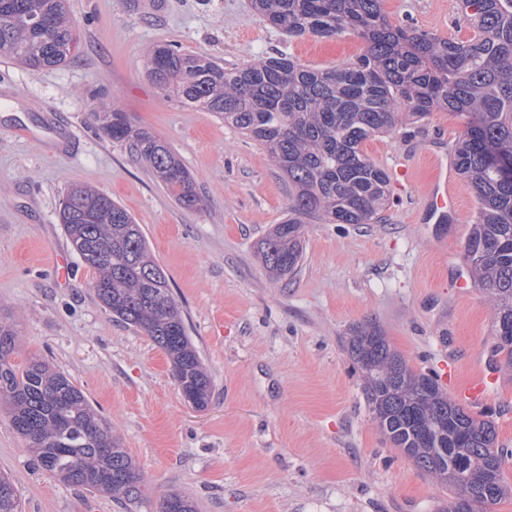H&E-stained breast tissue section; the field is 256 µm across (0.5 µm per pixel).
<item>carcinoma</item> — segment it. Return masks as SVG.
I'll return each mask as SVG.
<instances>
[{
  "mask_svg": "<svg viewBox=\"0 0 512 512\" xmlns=\"http://www.w3.org/2000/svg\"><path fill=\"white\" fill-rule=\"evenodd\" d=\"M67 0H0V53L31 68L64 64L78 48ZM272 26L292 37L356 34L362 53L313 68L285 54L226 68L176 47L155 45L146 73L169 98L211 112L263 144L288 177V219L259 242L269 275H294L303 258L304 221L374 224L390 177L364 153L370 138L395 131L400 115L436 111L467 118L454 147L457 171L477 203L463 258L494 306L495 353L512 368V0H460L473 30L465 39L392 24L383 0H254ZM102 128L126 142L185 209L201 203L194 179L167 143L133 128L104 106ZM61 224L82 262L96 272L95 295L112 316L140 329L165 353L182 395L206 408L212 386L169 281L151 258L131 214L108 195L72 188ZM16 330L0 322V402L40 469L60 481L112 494L127 512L150 502L144 472L112 438L110 424L83 392L49 363L17 365ZM349 359L383 435L436 483L454 490L443 512H486L508 495L491 421L448 398L436 379L414 372L373 323L350 329ZM0 512H21L12 481L0 475ZM155 512H196L175 492L157 495Z\"/></svg>",
  "mask_w": 512,
  "mask_h": 512,
  "instance_id": "cac0c4a2",
  "label": "carcinoma"
}]
</instances>
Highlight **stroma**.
<instances>
[{
	"label": "stroma",
	"instance_id": "35a3bbf8",
	"mask_svg": "<svg viewBox=\"0 0 512 512\" xmlns=\"http://www.w3.org/2000/svg\"><path fill=\"white\" fill-rule=\"evenodd\" d=\"M389 20L464 39L458 0H384ZM79 47L64 65L32 70L0 54V321L20 339L15 363L49 362L112 423L157 491L197 512H442L451 492L381 433L345 351L353 326L373 322L418 373L459 380L496 370L485 406L496 445L512 449V372L494 350L493 308L472 283L462 245L476 215L465 179L457 205L433 215V157H448L466 119L403 116L365 144L392 188L376 224L305 223L297 274L276 281L256 247L288 217V180L267 149L209 112L167 98L145 54L173 44L232 68L280 53L310 67L344 63L363 40L293 38L252 0H68ZM126 112L166 141L191 172L200 207L178 206L96 112ZM76 184L92 186L141 225L211 378L206 409L186 402L171 365L139 329L97 299L94 273L59 220ZM461 369L459 378L449 366ZM0 474L23 512H125L117 499L42 471L0 416Z\"/></svg>",
	"mask_w": 512,
	"mask_h": 512
}]
</instances>
